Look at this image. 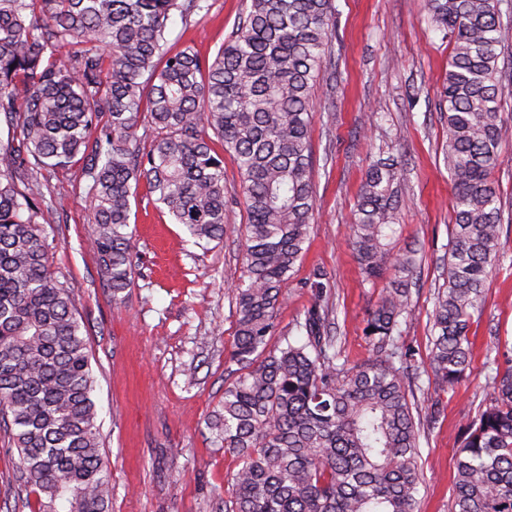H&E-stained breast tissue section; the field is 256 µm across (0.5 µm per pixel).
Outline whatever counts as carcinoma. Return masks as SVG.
<instances>
[{"label": "carcinoma", "instance_id": "carcinoma-1", "mask_svg": "<svg viewBox=\"0 0 512 512\" xmlns=\"http://www.w3.org/2000/svg\"><path fill=\"white\" fill-rule=\"evenodd\" d=\"M505 0H428L452 46L440 91L453 176L446 286L431 312L428 367L454 389L471 362L468 332L502 253L499 59L512 41ZM209 0H0V423L35 512H109L90 353L70 288L51 269L60 223L41 178L81 167L93 200L89 244L119 305L133 284L131 199L152 203L206 249L227 230L224 155L246 201L247 281L234 288V361L209 428L238 462L224 512H416L419 427L406 387L401 321L417 251L393 254L398 161L365 176L348 235L362 270L392 279L369 314L370 356L340 361L324 285L298 339L274 313L303 253L314 209L315 88L336 35L334 0H249L211 60L174 49V16ZM151 131L150 145L138 135ZM450 512H512V357L493 397L466 416Z\"/></svg>", "mask_w": 512, "mask_h": 512}]
</instances>
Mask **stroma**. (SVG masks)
<instances>
[{
  "mask_svg": "<svg viewBox=\"0 0 512 512\" xmlns=\"http://www.w3.org/2000/svg\"><path fill=\"white\" fill-rule=\"evenodd\" d=\"M336 39L329 71L316 91L311 133L314 212L302 258L275 313L277 331L297 335L316 282L327 284L331 319L349 363L369 354L364 327L386 280L365 279L346 236L369 164L378 154L402 158L396 250L414 248L419 264L411 287L412 314L400 342L426 362L430 313L444 287L452 224V179L443 163L445 124L439 91L450 49L430 23L425 0H335ZM245 0H213L208 14L173 18L171 45L190 44L213 58L231 35ZM503 140L492 178L512 214V94L501 111ZM229 229L208 249L148 201L139 187L132 208L135 280L123 305L98 274L87 244L93 204L78 171L48 178L47 196L60 214L49 231L52 269L70 285L84 324L96 379L94 400L110 472L112 512H219L236 463L207 422L233 359L235 306L231 286L246 277L245 198L232 157L224 159ZM503 255L470 326L471 367L455 390L427 377L412 380L421 420L424 480L417 512H449L460 430L466 414L489 403L491 363L512 345V223L502 226ZM19 479L18 454L0 431V512H32Z\"/></svg>",
  "mask_w": 512,
  "mask_h": 512,
  "instance_id": "stroma-1",
  "label": "stroma"
}]
</instances>
